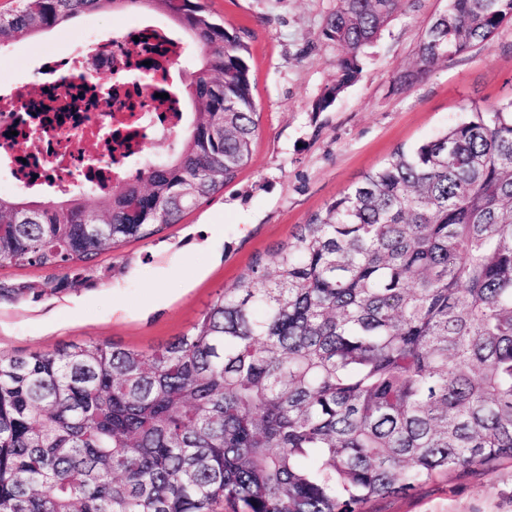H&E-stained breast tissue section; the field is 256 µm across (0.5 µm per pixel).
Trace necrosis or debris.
I'll use <instances>...</instances> for the list:
<instances>
[{
    "instance_id": "1",
    "label": "necrosis or debris",
    "mask_w": 512,
    "mask_h": 512,
    "mask_svg": "<svg viewBox=\"0 0 512 512\" xmlns=\"http://www.w3.org/2000/svg\"><path fill=\"white\" fill-rule=\"evenodd\" d=\"M166 30L142 18L121 32L89 36L79 56L39 67L35 95L26 84L0 85V168L16 169L21 150L10 132L21 120L32 155L62 188L91 168L114 180L147 141L168 139L187 113L171 94L172 81L161 78L162 69L171 68L184 51L181 37L161 41ZM87 68L94 78L84 77ZM144 72L149 84H135L134 76Z\"/></svg>"
}]
</instances>
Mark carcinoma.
I'll return each mask as SVG.
<instances>
[{
	"label": "carcinoma",
	"mask_w": 512,
	"mask_h": 512,
	"mask_svg": "<svg viewBox=\"0 0 512 512\" xmlns=\"http://www.w3.org/2000/svg\"><path fill=\"white\" fill-rule=\"evenodd\" d=\"M409 0H336L323 111ZM171 17L199 64L172 156L106 193L0 196V264L75 267L178 224L251 162V51L203 0H18L0 48L86 12ZM512 0H448L410 86L488 44ZM96 205H88V196ZM512 461V102L394 149L259 258L191 331L0 353V512H366Z\"/></svg>",
	"instance_id": "carcinoma-1"
}]
</instances>
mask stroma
<instances>
[{
  "mask_svg": "<svg viewBox=\"0 0 512 512\" xmlns=\"http://www.w3.org/2000/svg\"><path fill=\"white\" fill-rule=\"evenodd\" d=\"M336 0H208L252 53L259 131L252 160L181 223L131 240L81 270L0 266V352H52L95 342L150 350L186 333L256 257H270L298 225L340 197L399 146L454 124L463 107L512 101V22L489 45L439 63L393 88L448 0H410L366 48L362 72L333 105L315 104L338 51L321 35ZM83 14L0 50V83L31 82L38 56L59 58L89 33L137 20ZM369 512H512V465L489 475L438 479L373 501Z\"/></svg>",
  "mask_w": 512,
  "mask_h": 512,
  "instance_id": "1",
  "label": "stroma"
}]
</instances>
